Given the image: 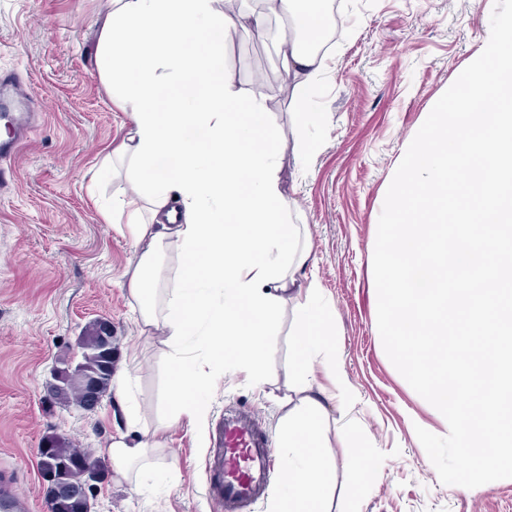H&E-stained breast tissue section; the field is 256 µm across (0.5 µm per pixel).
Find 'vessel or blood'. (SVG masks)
<instances>
[{
    "label": "vessel or blood",
    "mask_w": 512,
    "mask_h": 512,
    "mask_svg": "<svg viewBox=\"0 0 512 512\" xmlns=\"http://www.w3.org/2000/svg\"><path fill=\"white\" fill-rule=\"evenodd\" d=\"M276 471L274 450L258 425L225 421L213 436L210 492L224 512H241L266 493ZM32 504L10 479L0 480V512H31Z\"/></svg>",
    "instance_id": "obj_1"
}]
</instances>
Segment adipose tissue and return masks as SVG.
<instances>
[{
	"label": "adipose tissue",
	"instance_id": "1",
	"mask_svg": "<svg viewBox=\"0 0 512 512\" xmlns=\"http://www.w3.org/2000/svg\"><path fill=\"white\" fill-rule=\"evenodd\" d=\"M273 15L288 17L296 31L280 37L278 53L292 98L306 104L325 66L307 44L330 24L307 0H258L248 12L235 0H109L96 22V72L130 120L111 156L126 163L131 189L101 216L138 255L127 290L141 306L143 331L161 333L174 351L169 388L180 400L151 431L138 412H126L124 429L103 451L126 476L181 418L204 425L208 406L199 395L213 374L186 358L191 347L264 381L275 318L300 290L288 360L299 397L278 425L286 473L269 512H328L336 474L325 452L326 403L347 392L336 318L318 279L302 272L310 241L292 223L281 189L280 129L265 104L224 73L225 41L241 31L265 38ZM168 250L177 251L180 271L164 288L159 258ZM320 364L336 371L333 391L316 382Z\"/></svg>",
	"mask_w": 512,
	"mask_h": 512
}]
</instances>
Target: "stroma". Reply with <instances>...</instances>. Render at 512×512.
<instances>
[{
  "label": "stroma",
  "instance_id": "35a3bbf8",
  "mask_svg": "<svg viewBox=\"0 0 512 512\" xmlns=\"http://www.w3.org/2000/svg\"><path fill=\"white\" fill-rule=\"evenodd\" d=\"M343 34L328 41L317 95L320 113L300 122L276 54L284 28L269 20L259 40L224 44L234 86L274 103L284 137L280 164L291 220L306 225L310 262L336 313V353L351 401L327 403L336 468L332 512H512V478L472 489L441 483L415 429L446 435L444 416L418 395L387 357L377 327L373 253L387 188L431 109L483 51L494 0H321ZM108 0H0V99L33 120L17 153L14 184L0 186V473L44 512L39 450L69 438L98 453L123 413L112 397L93 412L48 407L44 384L62 358L79 359L76 339L91 320H112L116 366L134 377L132 400L154 429L174 404L162 336L141 332L124 274L130 243L99 209L125 186L103 170L126 115L94 67L96 22ZM317 142L310 159L298 139ZM298 301L276 319L267 380L215 367L205 432L188 420L169 428L136 482L114 473L96 483L95 512H220L207 493L209 435L229 409L269 435L288 409V352ZM370 461L361 475L362 461Z\"/></svg>",
  "mask_w": 512,
  "mask_h": 512
}]
</instances>
